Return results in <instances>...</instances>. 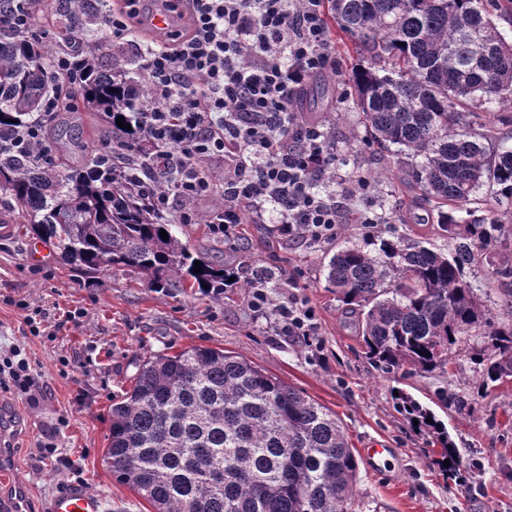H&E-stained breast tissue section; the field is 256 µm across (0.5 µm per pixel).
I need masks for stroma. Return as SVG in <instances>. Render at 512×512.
Instances as JSON below:
<instances>
[{
	"instance_id": "1",
	"label": "stroma",
	"mask_w": 512,
	"mask_h": 512,
	"mask_svg": "<svg viewBox=\"0 0 512 512\" xmlns=\"http://www.w3.org/2000/svg\"><path fill=\"white\" fill-rule=\"evenodd\" d=\"M336 66L317 77L327 95L305 91L297 109L302 119L327 124L336 137L340 175L375 176L378 188L358 191L347 222L334 240L312 248L302 238L269 233L266 225L240 228L241 249L225 243L207 224H179L175 230L192 251L236 273V287L212 298L188 288L171 296L113 269L86 278L64 264L49 243L32 255L24 226L0 238V360L21 346L42 398L31 407L25 395L0 394V417L16 427L12 438L13 482L29 492V512H44L58 492L79 488L98 494L104 512H154L151 504L120 484L103 463L113 399L129 390L138 366L154 354L190 346L221 348L263 366L306 397L334 412L355 450L378 443L390 448L385 468L361 463L355 512H512V383L473 400L463 411L444 408L439 389L468 393L472 367L457 358L445 375L385 374L373 369L361 338L344 323L343 305L327 288L323 266L337 249L353 242L377 249L399 232L407 241L447 250L435 218L423 224H362L361 212L379 204L408 202L415 194L406 171L389 164L364 142L365 130L350 105L339 99L348 90L358 56L352 42L331 30ZM277 273L269 293L283 301L282 275L296 273L300 299L315 313L317 333L303 339L273 335L271 318H254L248 309L251 268ZM46 309L49 321L62 311L80 310L79 325H66L55 339L30 335L18 300ZM71 360L62 368L61 360ZM404 390L430 407L459 450L460 477L438 465L440 445L414 431L398 412L393 393ZM56 438L70 466L38 462L37 446L57 420Z\"/></svg>"
}]
</instances>
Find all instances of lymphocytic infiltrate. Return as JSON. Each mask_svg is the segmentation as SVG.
Returning a JSON list of instances; mask_svg holds the SVG:
<instances>
[{"label":"lymphocytic infiltrate","mask_w":512,"mask_h":512,"mask_svg":"<svg viewBox=\"0 0 512 512\" xmlns=\"http://www.w3.org/2000/svg\"><path fill=\"white\" fill-rule=\"evenodd\" d=\"M158 9L172 15L173 28L140 50L151 98L129 115L155 147L139 183L149 206L192 224L199 203L215 200L209 222L228 240L236 239L237 225L266 223L271 212L281 236L312 245L333 240L355 202L352 179L341 177L338 189H330L323 179L336 167L327 148L330 131L303 121L295 109L309 77L335 65L328 0H122L106 25L122 39ZM53 67L63 78L62 93L50 96L23 130L0 135V150L51 163L46 124L87 76L74 51L58 53ZM253 282L249 307L261 317L274 315L275 335H315L297 277L286 278L290 293L276 304L264 270H254ZM11 389L38 401L30 364L17 346L0 362V390Z\"/></svg>","instance_id":"f902f5d3"}]
</instances>
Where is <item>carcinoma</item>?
<instances>
[{
    "instance_id": "carcinoma-1",
    "label": "carcinoma",
    "mask_w": 512,
    "mask_h": 512,
    "mask_svg": "<svg viewBox=\"0 0 512 512\" xmlns=\"http://www.w3.org/2000/svg\"><path fill=\"white\" fill-rule=\"evenodd\" d=\"M503 13L502 0H330L333 24L364 59L353 109L407 169L452 250L400 235L373 253L344 246L325 266L326 287L356 313L373 368L445 372L465 347L481 395L512 382V225L479 197L488 186L512 202V146L489 150L494 132L480 122L490 106L512 102V40L493 20ZM68 17L61 40L85 59L83 103L110 128L149 94L148 81L129 75L120 50L102 63L95 31L104 15L91 0H69ZM53 53L0 29V131L38 116L58 84ZM0 191V224L20 211L26 231L75 270L128 268L167 294L224 293L230 273L193 254L120 172L4 153ZM480 263L504 286L495 320L467 277ZM395 404L437 436L440 460L456 463L458 448L430 409L403 391ZM103 461L155 512H353L359 475L335 415L265 369L202 346L139 365L132 389L112 400Z\"/></svg>"
}]
</instances>
